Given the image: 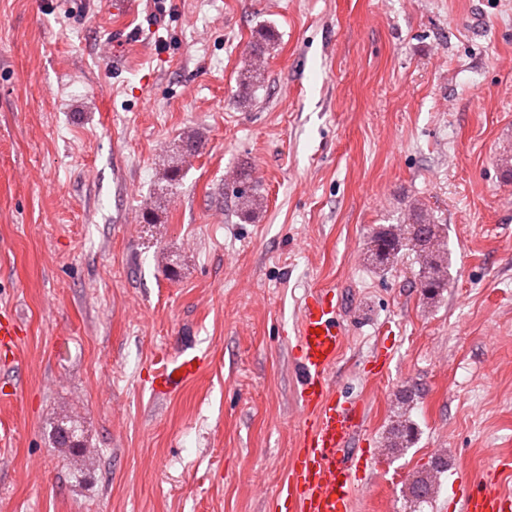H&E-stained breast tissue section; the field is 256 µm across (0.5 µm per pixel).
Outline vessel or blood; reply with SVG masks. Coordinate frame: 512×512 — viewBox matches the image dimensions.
Masks as SVG:
<instances>
[{"label":"vessel or blood","mask_w":512,"mask_h":512,"mask_svg":"<svg viewBox=\"0 0 512 512\" xmlns=\"http://www.w3.org/2000/svg\"><path fill=\"white\" fill-rule=\"evenodd\" d=\"M336 292H311L300 309L295 334L298 399L304 416L298 446L275 494L279 512H349L359 463L349 446L361 432L364 407L339 396L329 373L343 343ZM200 356L179 354L154 370L151 389L166 396L199 369ZM461 512H512V495L494 474L460 476Z\"/></svg>","instance_id":"b4317fda"}]
</instances>
